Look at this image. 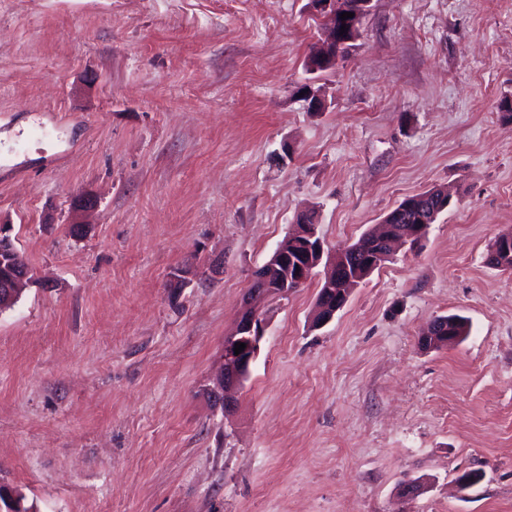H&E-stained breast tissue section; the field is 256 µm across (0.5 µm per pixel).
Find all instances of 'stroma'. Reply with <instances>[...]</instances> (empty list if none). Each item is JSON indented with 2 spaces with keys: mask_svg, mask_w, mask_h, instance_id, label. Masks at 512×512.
Segmentation results:
<instances>
[{
  "mask_svg": "<svg viewBox=\"0 0 512 512\" xmlns=\"http://www.w3.org/2000/svg\"><path fill=\"white\" fill-rule=\"evenodd\" d=\"M322 24L310 0H0V222L34 270L0 310V483L37 512H512V275L487 259L512 234V0H373L311 74ZM436 187L453 207L327 325L322 271L267 302L213 408L300 212L330 258ZM450 313L469 335L421 349ZM310 223L304 215L297 218L291 232V244L288 245V239L280 243L270 259L253 272L235 332L224 340L223 370L205 389L207 397L215 406L223 407L224 412H230V395L244 383L258 354L263 337L261 316L265 303L299 288L323 261L325 251L317 224L315 221ZM296 265H299V274H296ZM236 343L246 344L238 355L234 351Z\"/></svg>",
  "mask_w": 512,
  "mask_h": 512,
  "instance_id": "1",
  "label": "stroma"
}]
</instances>
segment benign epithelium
Instances as JSON below:
<instances>
[{"instance_id":"obj_1","label":"benign epithelium","mask_w":512,"mask_h":512,"mask_svg":"<svg viewBox=\"0 0 512 512\" xmlns=\"http://www.w3.org/2000/svg\"><path fill=\"white\" fill-rule=\"evenodd\" d=\"M316 15L323 17L325 26L318 49L309 57L312 71L336 62L338 53L354 40L363 18L369 13L372 0H310ZM344 12L353 17L343 19ZM346 32L340 33L341 26ZM446 195L445 188L433 189L429 194L416 198L417 209L424 212L419 223L412 224L402 216H388L383 221L384 230L375 233L367 242L361 243L333 259V270L325 275L324 288L316 300L313 327L317 328L333 319L336 312L347 303L357 283L368 276L381 259L392 255L397 241L415 247L424 238V233L437 217L433 202L437 195ZM9 226L0 224V306L12 302L18 293L32 280L31 270L21 260L16 247L8 235ZM292 242L277 246L270 259L253 272L249 287L244 293L236 329L224 340L223 370L205 389V394L216 406L228 412L232 408L230 395L240 387L249 374L263 337L262 309L269 300L285 297L303 285L321 265L325 254L317 225L302 216L296 220L291 232ZM244 343L246 348L235 353V344ZM0 512H24L17 493L0 486Z\"/></svg>"}]
</instances>
